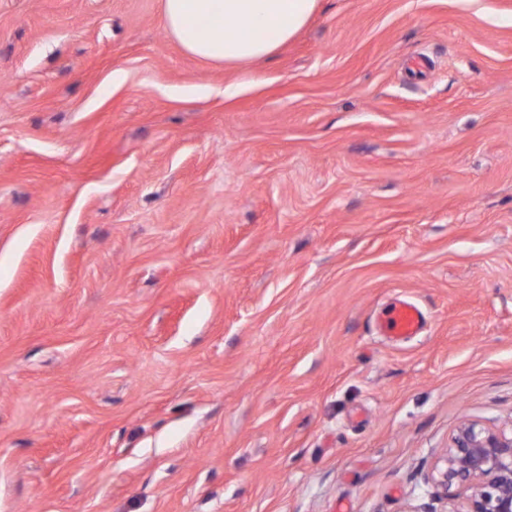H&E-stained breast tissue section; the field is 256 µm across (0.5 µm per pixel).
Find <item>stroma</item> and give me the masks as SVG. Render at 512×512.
Wrapping results in <instances>:
<instances>
[{
	"instance_id": "obj_1",
	"label": "stroma",
	"mask_w": 512,
	"mask_h": 512,
	"mask_svg": "<svg viewBox=\"0 0 512 512\" xmlns=\"http://www.w3.org/2000/svg\"><path fill=\"white\" fill-rule=\"evenodd\" d=\"M464 422L512 428V0L239 67L0 0V512H438ZM424 325L421 309L408 300H395L386 310L382 328L394 340L416 336Z\"/></svg>"
}]
</instances>
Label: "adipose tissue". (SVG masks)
Instances as JSON below:
<instances>
[{
	"instance_id": "1",
	"label": "adipose tissue",
	"mask_w": 512,
	"mask_h": 512,
	"mask_svg": "<svg viewBox=\"0 0 512 512\" xmlns=\"http://www.w3.org/2000/svg\"><path fill=\"white\" fill-rule=\"evenodd\" d=\"M318 0H163L165 26L189 54L239 65L288 43Z\"/></svg>"
}]
</instances>
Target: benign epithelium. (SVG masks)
<instances>
[{"label": "benign epithelium", "instance_id": "benign-epithelium-1", "mask_svg": "<svg viewBox=\"0 0 512 512\" xmlns=\"http://www.w3.org/2000/svg\"><path fill=\"white\" fill-rule=\"evenodd\" d=\"M431 480L450 512H512V435L469 423L460 427Z\"/></svg>", "mask_w": 512, "mask_h": 512}]
</instances>
